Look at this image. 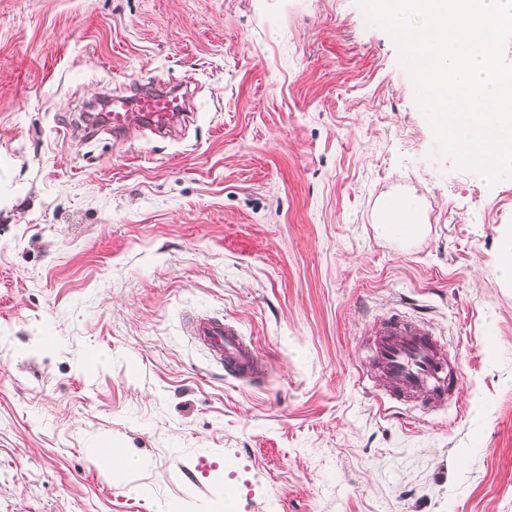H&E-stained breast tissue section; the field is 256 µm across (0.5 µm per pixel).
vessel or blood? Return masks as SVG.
Instances as JSON below:
<instances>
[{"mask_svg":"<svg viewBox=\"0 0 512 512\" xmlns=\"http://www.w3.org/2000/svg\"><path fill=\"white\" fill-rule=\"evenodd\" d=\"M194 118L193 102L188 96L172 93L164 80L137 89L132 96H116L112 110L102 123L114 137H124L132 120H140L155 134L166 137L176 122ZM189 334L212 361L236 380L248 383L259 378L264 365L239 329L224 319L198 315L189 324ZM374 362L390 398H420L423 406L438 408L462 383L441 351L435 333L418 321L402 314L387 316L373 344Z\"/></svg>","mask_w":512,"mask_h":512,"instance_id":"obj_1","label":"vessel or blood"}]
</instances>
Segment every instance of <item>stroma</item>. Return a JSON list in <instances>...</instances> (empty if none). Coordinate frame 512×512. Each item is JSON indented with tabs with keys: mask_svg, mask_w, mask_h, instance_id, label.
Returning a JSON list of instances; mask_svg holds the SVG:
<instances>
[{
	"mask_svg": "<svg viewBox=\"0 0 512 512\" xmlns=\"http://www.w3.org/2000/svg\"><path fill=\"white\" fill-rule=\"evenodd\" d=\"M157 79L195 92L177 136L87 130ZM400 190L428 224L406 250L373 228ZM504 224L512 179L438 149L354 0H0V512H216L226 487L236 512H512ZM394 312L461 371L447 409L370 381ZM200 313L267 375L226 378ZM104 439L145 467L100 473ZM494 268L499 279L512 284V227L507 226L498 239ZM189 336L212 361L236 380L250 383L264 372V365L246 337L223 318L197 315L189 324Z\"/></svg>",
	"mask_w": 512,
	"mask_h": 512,
	"instance_id": "35a3bbf8",
	"label": "stroma"
}]
</instances>
